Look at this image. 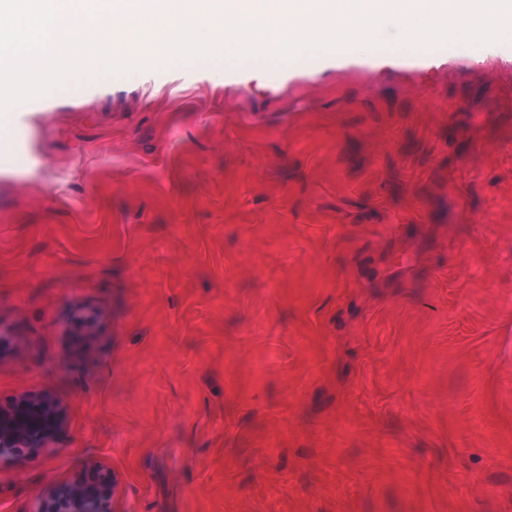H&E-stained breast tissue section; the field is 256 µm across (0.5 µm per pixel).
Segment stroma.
I'll return each instance as SVG.
<instances>
[{"label": "stroma", "mask_w": 512, "mask_h": 512, "mask_svg": "<svg viewBox=\"0 0 512 512\" xmlns=\"http://www.w3.org/2000/svg\"><path fill=\"white\" fill-rule=\"evenodd\" d=\"M429 65L199 61L0 124V411L22 366L59 415L0 501L94 455L112 512H512V44Z\"/></svg>", "instance_id": "obj_1"}]
</instances>
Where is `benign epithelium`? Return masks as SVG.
Returning a JSON list of instances; mask_svg holds the SVG:
<instances>
[{"label":"benign epithelium","mask_w":512,"mask_h":512,"mask_svg":"<svg viewBox=\"0 0 512 512\" xmlns=\"http://www.w3.org/2000/svg\"><path fill=\"white\" fill-rule=\"evenodd\" d=\"M43 451L28 427L0 424V473L21 475ZM112 472L89 458L80 475L43 489L34 512H112Z\"/></svg>","instance_id":"obj_1"}]
</instances>
